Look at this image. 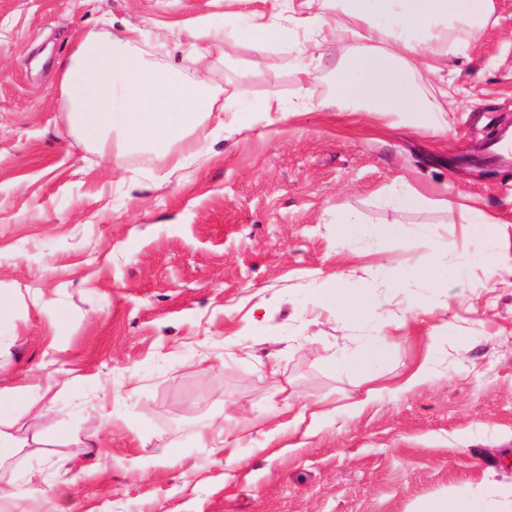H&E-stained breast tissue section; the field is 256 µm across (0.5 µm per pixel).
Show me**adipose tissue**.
<instances>
[{
	"label": "adipose tissue",
	"mask_w": 512,
	"mask_h": 512,
	"mask_svg": "<svg viewBox=\"0 0 512 512\" xmlns=\"http://www.w3.org/2000/svg\"><path fill=\"white\" fill-rule=\"evenodd\" d=\"M335 26L323 19L320 0H303L309 38L298 51L297 78L309 72L315 53L335 42L352 53L339 63L325 105L349 114L419 112L413 81L422 49L432 44L453 51L459 40L477 39L494 23V0H345ZM139 27L119 33L101 28L77 32L71 54L57 63L68 120L78 138L96 151H111L106 134L126 133L135 142L165 150L192 146L191 132L211 117L218 97L208 76L173 78L134 52ZM114 167L124 154L111 151Z\"/></svg>",
	"instance_id": "adipose-tissue-1"
}]
</instances>
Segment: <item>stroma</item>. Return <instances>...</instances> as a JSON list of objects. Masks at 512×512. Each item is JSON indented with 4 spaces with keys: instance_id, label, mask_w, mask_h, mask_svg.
Instances as JSON below:
<instances>
[{
    "instance_id": "35a3bbf8",
    "label": "stroma",
    "mask_w": 512,
    "mask_h": 512,
    "mask_svg": "<svg viewBox=\"0 0 512 512\" xmlns=\"http://www.w3.org/2000/svg\"><path fill=\"white\" fill-rule=\"evenodd\" d=\"M281 0H0V393L15 512H512V0L448 58L444 112L321 107L348 44L314 60L253 27ZM139 26L141 53L207 74L245 132L208 119L171 168H122L73 134L56 63L74 34ZM229 44L191 60L195 37ZM277 93L281 109L263 103ZM416 190L426 207L398 204ZM459 208L447 212L442 199ZM496 225L470 233L464 207ZM427 266L441 269L432 285ZM340 277L362 311L315 302ZM385 356L360 365L376 337ZM239 456L199 447L200 429Z\"/></svg>"
}]
</instances>
